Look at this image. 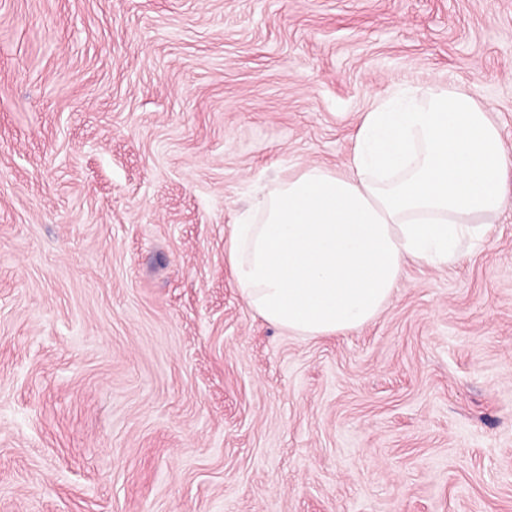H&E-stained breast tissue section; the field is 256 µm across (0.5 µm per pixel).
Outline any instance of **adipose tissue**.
<instances>
[{
  "label": "adipose tissue",
  "instance_id": "ef3b65f1",
  "mask_svg": "<svg viewBox=\"0 0 512 512\" xmlns=\"http://www.w3.org/2000/svg\"><path fill=\"white\" fill-rule=\"evenodd\" d=\"M512 151L467 90L406 86L359 116L345 171L300 166L230 227L246 304L294 336L371 323L407 261H458L501 211Z\"/></svg>",
  "mask_w": 512,
  "mask_h": 512
}]
</instances>
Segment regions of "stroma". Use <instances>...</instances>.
<instances>
[{
  "mask_svg": "<svg viewBox=\"0 0 512 512\" xmlns=\"http://www.w3.org/2000/svg\"><path fill=\"white\" fill-rule=\"evenodd\" d=\"M436 82L512 148V0H0V512H512V183L335 336L224 259L256 184Z\"/></svg>",
  "mask_w": 512,
  "mask_h": 512,
  "instance_id": "1",
  "label": "stroma"
}]
</instances>
